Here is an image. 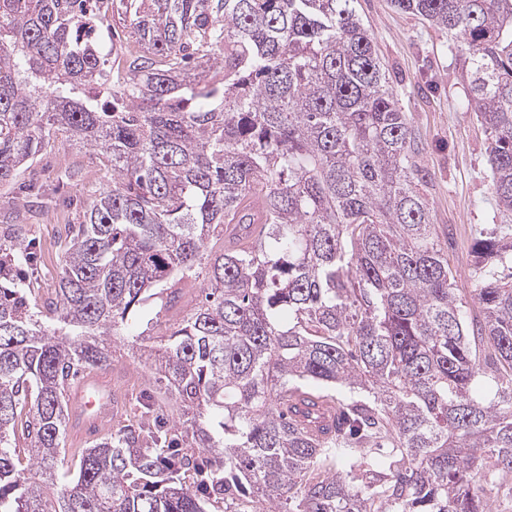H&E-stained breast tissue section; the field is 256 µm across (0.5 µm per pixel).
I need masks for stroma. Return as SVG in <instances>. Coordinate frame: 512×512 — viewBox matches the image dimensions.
<instances>
[{
  "instance_id": "1",
  "label": "stroma",
  "mask_w": 512,
  "mask_h": 512,
  "mask_svg": "<svg viewBox=\"0 0 512 512\" xmlns=\"http://www.w3.org/2000/svg\"><path fill=\"white\" fill-rule=\"evenodd\" d=\"M358 14L374 37L390 86L402 109L425 143L420 164L431 175L423 192L434 214L436 231L457 272L458 296L471 316L479 305L472 296V245L480 231L492 229L495 211L487 166L486 137L468 106L462 82V58L450 52L446 31L422 17L404 13L392 0H356ZM112 171L106 158L65 143L38 156L13 186L0 187V237L13 227L36 254L33 264H21L20 283L35 282L36 294L53 296L69 243L70 228L83 220L91 198L110 188ZM184 295L172 310L150 302L132 335L112 341V388L122 394V406L111 428L132 420L138 398L159 399L165 386L153 359L137 358L133 334H144L150 346L160 344L169 326L195 305L202 286L198 280L180 283Z\"/></svg>"
}]
</instances>
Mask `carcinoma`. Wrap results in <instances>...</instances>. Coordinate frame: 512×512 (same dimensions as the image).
Segmentation results:
<instances>
[{
  "label": "carcinoma",
  "mask_w": 512,
  "mask_h": 512,
  "mask_svg": "<svg viewBox=\"0 0 512 512\" xmlns=\"http://www.w3.org/2000/svg\"><path fill=\"white\" fill-rule=\"evenodd\" d=\"M0 0V186L62 137L107 158L55 298L0 256V512H490L512 502V0H394L458 39L501 223L469 321L420 191L424 143L356 0ZM229 238L206 268L209 237ZM204 297L159 348L188 416L65 463L67 390L147 302ZM297 395L339 412L317 438ZM30 442L28 466L16 465ZM192 477V483L186 477ZM122 14L117 13L116 8L114 7V12L112 8V21L110 22V27L103 28L100 32V38L103 44L107 49L111 50L112 62L116 58L117 54H121L124 51L126 46H128L129 41V18L127 14V18L124 17L125 8L122 7L119 11ZM130 39V40H129Z\"/></svg>",
  "instance_id": "carcinoma-1"
}]
</instances>
